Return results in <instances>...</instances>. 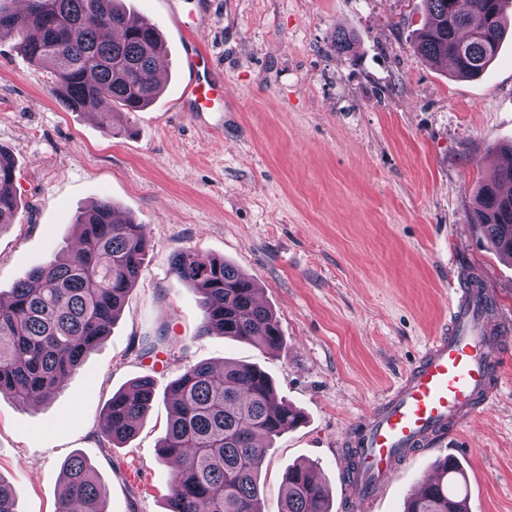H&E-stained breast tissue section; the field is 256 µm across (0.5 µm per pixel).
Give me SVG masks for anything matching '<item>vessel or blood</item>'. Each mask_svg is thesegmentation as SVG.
Masks as SVG:
<instances>
[{
	"label": "vessel or blood",
	"mask_w": 512,
	"mask_h": 512,
	"mask_svg": "<svg viewBox=\"0 0 512 512\" xmlns=\"http://www.w3.org/2000/svg\"><path fill=\"white\" fill-rule=\"evenodd\" d=\"M207 57L202 45L188 41L184 58L192 77L178 100L182 111L201 116L224 109V77ZM504 331L494 297L479 280L450 278L447 328L425 345L353 436L362 470L349 486L364 501L375 499L411 456L447 439L496 399Z\"/></svg>",
	"instance_id": "obj_1"
}]
</instances>
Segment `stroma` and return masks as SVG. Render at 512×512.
Segmentation results:
<instances>
[{
  "instance_id": "1",
  "label": "stroma",
  "mask_w": 512,
  "mask_h": 512,
  "mask_svg": "<svg viewBox=\"0 0 512 512\" xmlns=\"http://www.w3.org/2000/svg\"><path fill=\"white\" fill-rule=\"evenodd\" d=\"M124 3L161 30L167 75L149 107L108 129L62 104L18 35L0 39V148L16 163L20 201L0 227V293L66 249L74 216L99 198L149 239L120 317L64 387L34 409L0 397V477L17 512H56L62 463L79 454L106 512H166L167 386L189 366L235 359L267 372L303 415L265 458L264 512H279L296 462L316 466L332 512H349L345 440L447 327L451 254L496 294L512 343V258L470 221L478 183L508 160L512 37L484 75L458 79L412 48L423 0ZM339 32L350 52L333 48ZM189 37L224 71V109L202 121L175 109ZM187 249L257 282L280 321L279 350L199 335V296L170 271ZM149 340L158 346L146 356ZM144 375L156 380L152 410L134 438L108 445V402ZM448 454L465 466L468 512H512V358L498 399L358 512H404Z\"/></svg>"
}]
</instances>
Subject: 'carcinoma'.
Returning <instances> with one entry per match:
<instances>
[{
    "label": "carcinoma",
    "mask_w": 512,
    "mask_h": 512,
    "mask_svg": "<svg viewBox=\"0 0 512 512\" xmlns=\"http://www.w3.org/2000/svg\"><path fill=\"white\" fill-rule=\"evenodd\" d=\"M119 0H27V9L0 5V36L39 33L20 49L51 70L70 109L140 112L155 101L157 60L166 54L159 28L118 5ZM424 0V24L414 39L426 59L451 62L474 78L498 55L512 0ZM15 163L0 148V224L18 209ZM512 165L491 173L476 195L471 222L501 254L512 257ZM76 244L0 296V395L19 404L49 397L64 386L108 336L136 283L148 248L146 225L115 218L102 199L75 216ZM172 270L201 298L200 336L230 337L258 347H281L279 321L255 299V283L222 259L197 250L172 258ZM154 379L145 375L117 392L105 410L106 436L131 438L149 413ZM170 420L161 461L172 469L166 512H263L259 475L276 439L296 428L300 412L278 399L261 369L234 361L216 371L188 368L168 388ZM443 482L413 493L405 512H468L466 478L454 457L441 463ZM57 512H105L95 471L81 455L66 459ZM280 512H330L328 492L313 467H288ZM0 512H17L0 477Z\"/></svg>",
    "instance_id": "1"
}]
</instances>
